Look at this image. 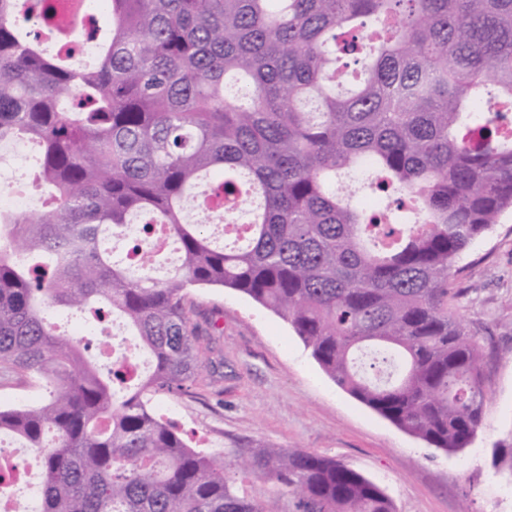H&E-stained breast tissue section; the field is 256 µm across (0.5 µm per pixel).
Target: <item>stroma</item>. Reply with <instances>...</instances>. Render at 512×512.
Returning <instances> with one entry per match:
<instances>
[{
  "label": "stroma",
  "mask_w": 512,
  "mask_h": 512,
  "mask_svg": "<svg viewBox=\"0 0 512 512\" xmlns=\"http://www.w3.org/2000/svg\"><path fill=\"white\" fill-rule=\"evenodd\" d=\"M452 309L487 354L483 424L447 452L400 430L339 387L289 324L230 288H192L193 320L213 329L211 367L191 394L159 395L188 433L231 463L241 448H300L375 482L395 512H512V473L493 466L512 446V217L459 262Z\"/></svg>",
  "instance_id": "35a3bbf8"
}]
</instances>
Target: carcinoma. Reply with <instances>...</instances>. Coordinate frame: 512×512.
Returning a JSON list of instances; mask_svg holds the SVG:
<instances>
[{"instance_id":"cac0c4a2","label":"carcinoma","mask_w":512,"mask_h":512,"mask_svg":"<svg viewBox=\"0 0 512 512\" xmlns=\"http://www.w3.org/2000/svg\"><path fill=\"white\" fill-rule=\"evenodd\" d=\"M90 68L48 56L0 0V141L42 147L46 210L0 217V386L54 384L0 407V433L40 452L41 512H394L382 489L303 449L246 448L239 494L212 452L150 406L206 372L187 289L223 287L276 311L342 389L435 448L482 424L484 350L450 310L456 264L512 216V0H109ZM352 57L356 69L342 82ZM234 242L184 220L202 177ZM347 175L377 193L367 212ZM167 227L183 274L133 273L101 247L138 215ZM118 315L151 359L135 390L45 308ZM15 467L0 462V500ZM228 476L232 477L236 482L235 485L240 493L257 499H268L276 497L279 493L278 488L269 482L259 480H241L237 477L233 469L228 472Z\"/></svg>"}]
</instances>
